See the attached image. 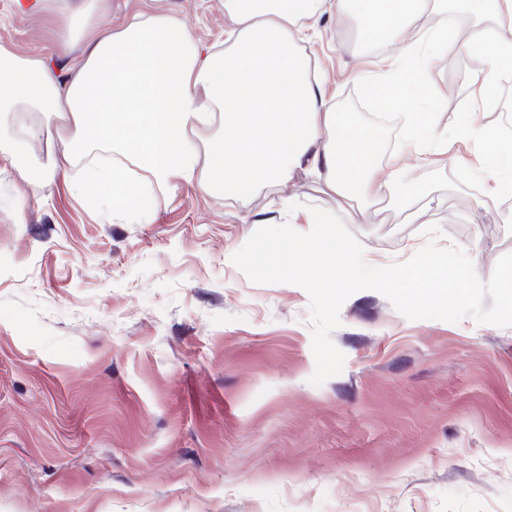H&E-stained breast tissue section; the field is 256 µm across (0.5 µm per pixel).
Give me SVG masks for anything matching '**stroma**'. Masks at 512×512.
Here are the masks:
<instances>
[{"mask_svg": "<svg viewBox=\"0 0 512 512\" xmlns=\"http://www.w3.org/2000/svg\"><path fill=\"white\" fill-rule=\"evenodd\" d=\"M159 6L195 37H224V0H112L116 26ZM330 18L309 52L337 104L361 103L374 51ZM58 14L0 0V43L42 56L58 80L80 39ZM440 127L512 122V80L482 105L468 62H434ZM454 163L403 162L431 200L381 216L349 210L297 175L245 199L188 188L151 224H116L64 181L44 189L0 154V512H512V310L489 282L512 270V195ZM330 212L372 264L414 245L488 285L461 305L392 288L329 303L251 265L272 199ZM485 204H477V197Z\"/></svg>", "mask_w": 512, "mask_h": 512, "instance_id": "1", "label": "stroma"}]
</instances>
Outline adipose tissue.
Here are the masks:
<instances>
[{
    "instance_id": "1",
    "label": "adipose tissue",
    "mask_w": 512,
    "mask_h": 512,
    "mask_svg": "<svg viewBox=\"0 0 512 512\" xmlns=\"http://www.w3.org/2000/svg\"><path fill=\"white\" fill-rule=\"evenodd\" d=\"M439 0H224V44L203 47L172 15L131 12L102 31L108 0H34L33 11L61 16L84 49L57 83L45 61L0 43V150L23 176L44 185L65 180L74 194L112 211L113 220L150 224L156 201L188 187L244 198L264 182L303 174L361 212L404 205L411 187L397 155H384L379 128L336 109L335 97L305 50L325 18L352 17L362 45L386 40L401 51L359 74L384 109L401 112L407 145L429 166L448 162V135L414 92H433L432 56L473 57L470 80L495 98L512 63V0H454L451 22L423 26ZM56 124L62 150L39 163L31 142ZM460 132L482 147L481 175L495 193H512V146L497 132ZM290 224L270 233L252 261L287 269L290 282L335 300L342 288H365L361 256L321 210L273 200Z\"/></svg>"
}]
</instances>
